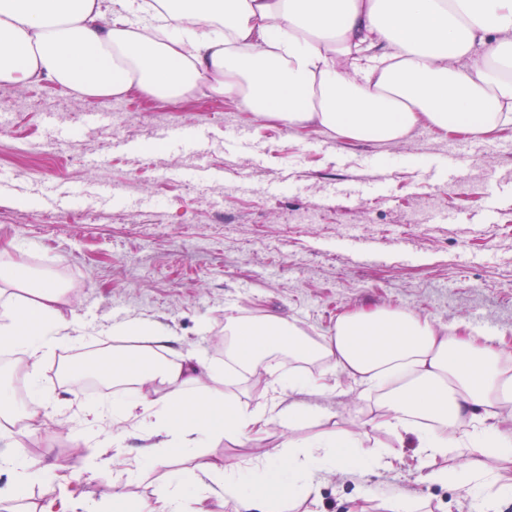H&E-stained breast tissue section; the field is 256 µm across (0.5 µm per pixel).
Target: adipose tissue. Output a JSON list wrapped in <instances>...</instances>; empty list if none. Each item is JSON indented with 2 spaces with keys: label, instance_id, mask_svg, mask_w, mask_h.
<instances>
[{
  "label": "adipose tissue",
  "instance_id": "adipose-tissue-1",
  "mask_svg": "<svg viewBox=\"0 0 512 512\" xmlns=\"http://www.w3.org/2000/svg\"><path fill=\"white\" fill-rule=\"evenodd\" d=\"M168 15L161 39L151 12L132 15L130 0H0V85L42 77L94 99L135 87L179 101L204 84L289 128L318 126L354 141L394 142L419 124L482 138L512 118V0H179ZM60 294L45 281L24 302L0 295V342L27 356L34 391L41 362L68 346L75 330ZM112 333L138 339L112 350V413L136 420L161 449L258 439L273 423L294 429L311 416L284 404L283 394L326 386L306 372L278 374L247 410L219 390L222 367L169 359L167 330L129 324ZM230 334L224 355L249 374L285 353L340 368L365 392L381 391L380 425L413 434L426 461L465 451L512 463V430L485 415L512 405V360L490 345L388 308L341 315L319 343L276 315L233 321ZM67 410L48 399L42 410L19 413L1 384L0 440L15 423L34 434L44 418ZM387 465L384 452L347 435L288 441L243 466L199 462L206 483L161 487L146 512H185L189 501L194 512H207L217 490L231 512H283L312 491L319 471L367 474ZM0 468L12 474L0 499L21 498L36 483L58 512H78L72 478L16 451L0 457ZM425 477L455 482L465 494L483 489L492 507L507 495L482 470L431 468Z\"/></svg>",
  "mask_w": 512,
  "mask_h": 512
}]
</instances>
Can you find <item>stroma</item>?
Segmentation results:
<instances>
[{"instance_id": "obj_1", "label": "stroma", "mask_w": 512, "mask_h": 512, "mask_svg": "<svg viewBox=\"0 0 512 512\" xmlns=\"http://www.w3.org/2000/svg\"><path fill=\"white\" fill-rule=\"evenodd\" d=\"M109 110L57 139L49 112ZM0 260L55 281L62 314L75 322L72 349L102 346L112 327L159 325L172 357L220 363L226 318L286 317L311 340L332 335L337 318L382 306L474 334V318L512 360V132H493L486 152L442 166L452 135L417 126L391 143L354 142L313 127L299 134L243 111L232 100L199 96L172 103L130 91L112 101L64 95L46 79L0 85ZM248 127L243 144L228 128ZM59 356L41 366L40 392L66 400V415L34 435L13 428L19 452L66 476L94 460L77 489L90 504L120 491L131 506L173 479L195 480L193 458L172 449L140 465L144 442L113 417L112 397L69 390L55 377ZM332 392L288 393L287 403L325 414L288 431L270 425L259 439H221L199 453L217 464H247L286 441L333 434L367 439L392 466L367 477L326 471L288 512H389L394 499L418 512H487L484 495L421 477L413 436L379 426V395H361L342 371ZM105 412V434L120 447L75 438L82 405Z\"/></svg>"}]
</instances>
